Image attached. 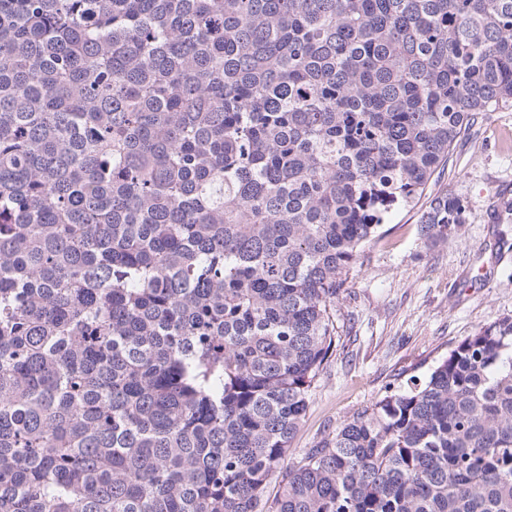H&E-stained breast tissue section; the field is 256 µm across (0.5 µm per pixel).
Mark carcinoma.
Instances as JSON below:
<instances>
[{
    "instance_id": "carcinoma-1",
    "label": "carcinoma",
    "mask_w": 512,
    "mask_h": 512,
    "mask_svg": "<svg viewBox=\"0 0 512 512\" xmlns=\"http://www.w3.org/2000/svg\"><path fill=\"white\" fill-rule=\"evenodd\" d=\"M508 107L512 0H0V512H512L511 317L290 456L365 246Z\"/></svg>"
}]
</instances>
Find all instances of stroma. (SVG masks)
<instances>
[{"instance_id":"1","label":"stroma","mask_w":512,"mask_h":512,"mask_svg":"<svg viewBox=\"0 0 512 512\" xmlns=\"http://www.w3.org/2000/svg\"><path fill=\"white\" fill-rule=\"evenodd\" d=\"M429 190L462 201L459 234L422 243L419 204L396 212L388 233L367 246L336 303L340 345L312 391L293 456L386 391L427 377L479 327L512 317V222L496 220L512 200V107L476 115Z\"/></svg>"}]
</instances>
